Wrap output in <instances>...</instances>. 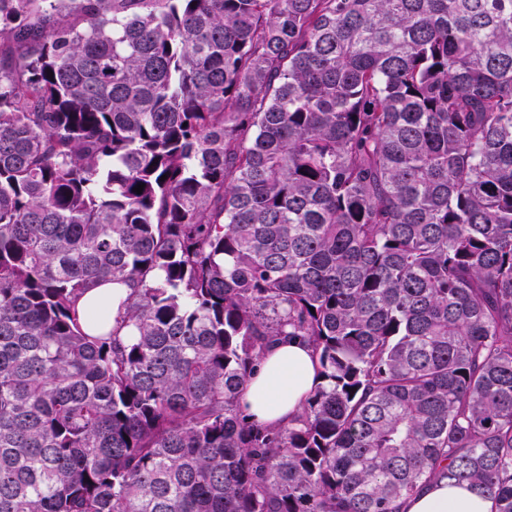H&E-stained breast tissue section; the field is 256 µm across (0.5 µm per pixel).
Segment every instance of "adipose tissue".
<instances>
[{"label":"adipose tissue","mask_w":512,"mask_h":512,"mask_svg":"<svg viewBox=\"0 0 512 512\" xmlns=\"http://www.w3.org/2000/svg\"><path fill=\"white\" fill-rule=\"evenodd\" d=\"M318 366L311 347L299 339H282L265 353L242 391V410L262 424L279 426L297 416L318 383ZM402 512H497L495 500L465 486L444 482L424 484L404 501Z\"/></svg>","instance_id":"obj_1"}]
</instances>
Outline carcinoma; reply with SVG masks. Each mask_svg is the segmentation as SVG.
I'll return each instance as SVG.
<instances>
[{"instance_id":"cac0c4a2","label":"carcinoma","mask_w":512,"mask_h":512,"mask_svg":"<svg viewBox=\"0 0 512 512\" xmlns=\"http://www.w3.org/2000/svg\"><path fill=\"white\" fill-rule=\"evenodd\" d=\"M2 45L0 512H512V0H0ZM285 337L320 381L260 424ZM131 293L130 288L122 285H99L91 288L78 300L77 308L81 320L90 307L101 308L109 318V329L115 326V318L121 308L122 301H125ZM312 348L300 339L271 346L242 391V410L262 424L287 426L319 382ZM401 512H497L495 500L466 486L447 482L424 484L418 493L404 501Z\"/></svg>"}]
</instances>
